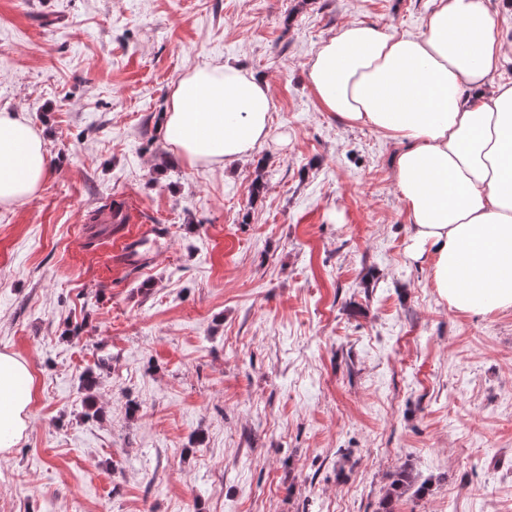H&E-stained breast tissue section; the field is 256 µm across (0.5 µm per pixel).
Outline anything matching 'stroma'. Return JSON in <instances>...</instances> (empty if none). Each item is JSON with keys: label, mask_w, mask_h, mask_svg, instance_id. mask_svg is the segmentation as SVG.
<instances>
[{"label": "stroma", "mask_w": 512, "mask_h": 512, "mask_svg": "<svg viewBox=\"0 0 512 512\" xmlns=\"http://www.w3.org/2000/svg\"><path fill=\"white\" fill-rule=\"evenodd\" d=\"M433 6L0 0V110L48 156L0 207V352L33 381L0 512H376L402 469L424 490L395 512H512V309L439 299L408 254L399 143L307 78L339 26L415 32ZM224 63L268 81L270 136L188 165L161 114Z\"/></svg>", "instance_id": "obj_1"}]
</instances>
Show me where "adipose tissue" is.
Listing matches in <instances>:
<instances>
[{
  "label": "adipose tissue",
  "mask_w": 512,
  "mask_h": 512,
  "mask_svg": "<svg viewBox=\"0 0 512 512\" xmlns=\"http://www.w3.org/2000/svg\"><path fill=\"white\" fill-rule=\"evenodd\" d=\"M512 42L485 0H435L422 29L363 21L337 29L308 64L323 107L401 145L392 160L411 249L449 307L512 308V82H495ZM269 84L240 67L194 68L174 87L163 137L192 165L256 155L269 136ZM47 174L40 132L0 112V206L34 195ZM32 377L0 353V453L27 429Z\"/></svg>",
  "instance_id": "adipose-tissue-1"
}]
</instances>
